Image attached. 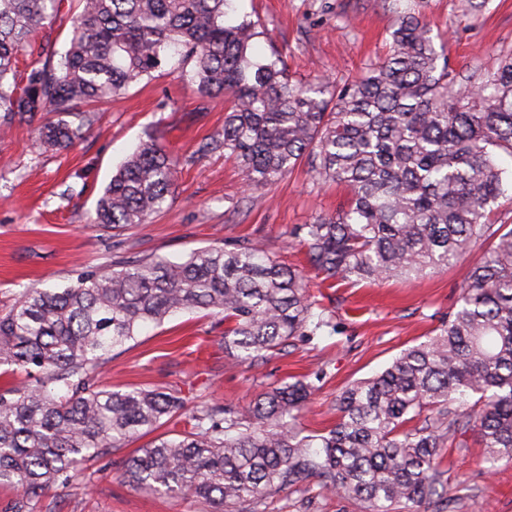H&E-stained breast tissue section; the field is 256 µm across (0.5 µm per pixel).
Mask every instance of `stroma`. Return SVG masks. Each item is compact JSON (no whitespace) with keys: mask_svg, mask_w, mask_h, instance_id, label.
<instances>
[{"mask_svg":"<svg viewBox=\"0 0 512 512\" xmlns=\"http://www.w3.org/2000/svg\"><path fill=\"white\" fill-rule=\"evenodd\" d=\"M422 2L432 36L443 40L454 69L490 71L512 55V0H486L479 18L461 0ZM236 15L266 29L265 52L277 53L289 78L351 79L383 59L395 15L389 0H233ZM223 97L199 98L173 66L97 104L101 118L73 148L41 153L32 147L34 126L20 122L0 137V311L26 289L64 287L79 269L103 267L144 255L180 259L193 249L247 237L270 255L300 259L291 232L331 214L348 193L333 184L313 185L305 168L269 188L247 190L244 177L221 153L201 154L205 139L224 129ZM157 137L180 161L168 208L149 223L113 238L90 217L116 168L142 142ZM461 260L422 281L394 278L375 284L337 283L313 293L334 332L296 339L255 368L238 365L224 351V323L204 311L186 312L143 329L112 353L103 379L113 386L159 387L191 401L245 407L268 387L300 377L317 391L299 423L329 429L337 397L356 381L388 366L404 349L432 334L456 304L469 271ZM151 441L134 439L99 462L90 490L59 484L46 500L55 512H211L187 495L135 490L122 481L126 459ZM476 439L449 449V486L464 483L460 512H512V463L491 472L481 465ZM239 512H365L363 503L311 485L283 491Z\"/></svg>","mask_w":512,"mask_h":512,"instance_id":"35a3bbf8","label":"stroma"}]
</instances>
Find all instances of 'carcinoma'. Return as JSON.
<instances>
[{"label": "carcinoma", "mask_w": 512, "mask_h": 512, "mask_svg": "<svg viewBox=\"0 0 512 512\" xmlns=\"http://www.w3.org/2000/svg\"><path fill=\"white\" fill-rule=\"evenodd\" d=\"M0 0V134L48 117L39 150L71 148L98 123L82 102H104L173 57L201 98L227 102L224 131L199 147L234 159L251 189L305 165L314 184L348 190L347 205L296 227L306 265L322 281L420 279L484 243L448 320L382 371L336 399L323 433L297 424L314 386L297 380L244 409L188 406L158 388L99 385L112 351L146 323L181 312L221 316L224 351L258 366L271 352L331 326L304 271L251 239L193 249L178 261L143 256L78 274L64 288H31L0 314V366L21 381L0 390V512H37L50 486L174 418L129 458L128 486L182 493L212 512L283 490L321 488L366 512L416 510L448 497L440 465L476 435L484 462H512V224L489 213L512 200V57L460 73L420 13L397 11L390 53L343 83L290 81L283 61L257 51L264 30L228 18L230 0ZM70 23L61 50L35 34ZM178 160L141 144L117 168L92 223L117 237L172 199Z\"/></svg>", "instance_id": "obj_1"}]
</instances>
